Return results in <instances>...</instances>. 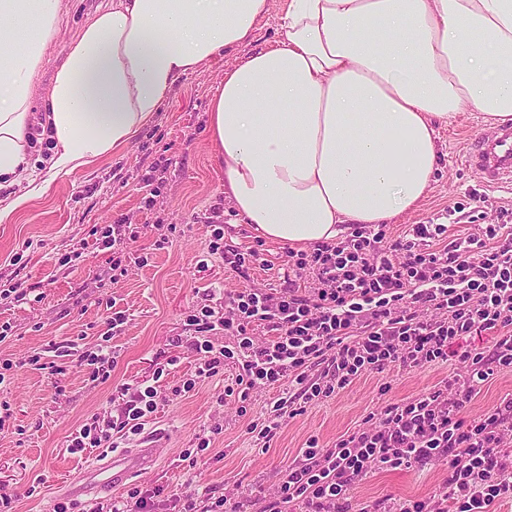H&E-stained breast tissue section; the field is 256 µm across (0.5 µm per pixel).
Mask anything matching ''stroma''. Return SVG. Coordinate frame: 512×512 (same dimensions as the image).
<instances>
[{
	"instance_id": "35a3bbf8",
	"label": "stroma",
	"mask_w": 512,
	"mask_h": 512,
	"mask_svg": "<svg viewBox=\"0 0 512 512\" xmlns=\"http://www.w3.org/2000/svg\"><path fill=\"white\" fill-rule=\"evenodd\" d=\"M105 0H61L60 32L48 50V62L36 82L43 99L56 65L84 22ZM236 53H221L182 76L154 121L113 155L50 175L44 163L50 149L31 139L29 174L48 180L47 190L20 198V186L0 189V209L10 214L0 222V286L21 283L26 300L0 298V325H9L0 342V364L10 363L0 402L10 411L0 422V494L12 497L11 512H53L67 497L66 484L92 463H102L114 448H140L164 434L167 450L149 470L134 478L140 489L163 488L173 494L209 485L215 495L237 487L240 512H254L259 490L270 489L277 471L293 464L309 437L329 445L357 429L365 417L388 399L420 396L451 374L464 373L462 363L412 370L391 368L370 373L335 396L307 406L302 415L285 419L269 448L247 431L249 421L266 417L283 390L253 392L247 408L224 389L234 380V365L175 395L182 381L194 375L200 356L192 347L195 333L186 325L193 309L223 304L228 293L245 288H280L288 271L287 249L258 242L256 234L224 195V170L214 159L207 112L226 70L239 62ZM483 113H459L439 126L438 171L418 209L391 220L390 236L404 235L414 224H444L460 238L469 223L487 224L499 206L512 208V194L495 192L485 211L453 221L448 212L466 207L479 185L460 162L463 138L485 127ZM224 227V242L239 248L260 245L264 262L249 277L234 273L223 254L210 253V223ZM124 224L138 229L132 248L144 259L114 276L112 252L100 249L95 229ZM171 244L156 249L155 242ZM115 302L127 320L110 344L116 356L109 380L90 379L71 343L80 340L92 350L107 330V302ZM55 363L59 373L36 370L35 356ZM175 366H168L169 358ZM390 384L381 394L382 384ZM130 387L155 385L158 409L145 420L139 435L113 433L111 447L71 453L69 440L93 415L123 416ZM212 434L213 444L197 465L183 461L184 449L199 435ZM447 475L442 466L375 473L355 483L352 506L373 504L389 496L401 501L430 496Z\"/></svg>"
}]
</instances>
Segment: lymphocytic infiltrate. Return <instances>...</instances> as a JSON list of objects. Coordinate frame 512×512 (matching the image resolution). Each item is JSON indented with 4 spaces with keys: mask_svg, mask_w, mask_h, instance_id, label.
I'll use <instances>...</instances> for the list:
<instances>
[{
    "mask_svg": "<svg viewBox=\"0 0 512 512\" xmlns=\"http://www.w3.org/2000/svg\"><path fill=\"white\" fill-rule=\"evenodd\" d=\"M447 232L444 224H415L394 239L385 225L354 224L344 241L289 252L287 287L242 290L222 314L207 305L190 312L201 362L182 393L228 362L238 368L240 403L287 383L288 396L267 419L248 425L265 442L283 418L367 373L455 358L466 366L425 394L386 403L332 444L309 438L300 458L278 472L274 492L254 499L255 512H347L356 481L428 464L448 468L432 495L387 497L360 512H489L496 501L512 500V397L464 415L495 374L512 371V211L500 210L497 222L475 225L462 239ZM306 272L317 287L298 286ZM256 325L273 339L256 343ZM217 330L236 337L235 347L215 345ZM491 331V349L457 351L460 340Z\"/></svg>",
    "mask_w": 512,
    "mask_h": 512,
    "instance_id": "obj_1",
    "label": "lymphocytic infiltrate"
}]
</instances>
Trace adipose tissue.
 <instances>
[{
	"label": "adipose tissue",
	"instance_id": "1",
	"mask_svg": "<svg viewBox=\"0 0 512 512\" xmlns=\"http://www.w3.org/2000/svg\"><path fill=\"white\" fill-rule=\"evenodd\" d=\"M271 0H112L35 82L60 0H0V188L44 124L61 174L128 144L181 76L249 44ZM13 19L26 26L8 28ZM282 39L224 74L207 130L224 193L259 236L335 240L413 211L439 165L436 124L512 122V0H287Z\"/></svg>",
	"mask_w": 512,
	"mask_h": 512
}]
</instances>
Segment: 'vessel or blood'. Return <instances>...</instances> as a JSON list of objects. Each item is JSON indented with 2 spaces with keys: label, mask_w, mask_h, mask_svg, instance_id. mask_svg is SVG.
Wrapping results in <instances>:
<instances>
[{
  "label": "vessel or blood",
  "mask_w": 512,
  "mask_h": 512,
  "mask_svg": "<svg viewBox=\"0 0 512 512\" xmlns=\"http://www.w3.org/2000/svg\"><path fill=\"white\" fill-rule=\"evenodd\" d=\"M462 161L488 191L512 190V126H490L469 138L463 148ZM165 451L161 440L144 448H127L113 455L108 465L93 469L69 484L71 496L91 493L96 484H124L133 475L157 462Z\"/></svg>",
  "instance_id": "obj_1"
}]
</instances>
